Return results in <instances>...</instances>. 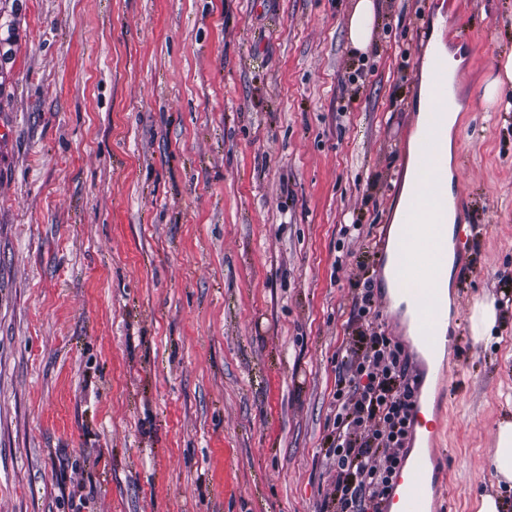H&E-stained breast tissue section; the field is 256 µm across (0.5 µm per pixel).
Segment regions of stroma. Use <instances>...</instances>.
I'll use <instances>...</instances> for the list:
<instances>
[{
  "mask_svg": "<svg viewBox=\"0 0 512 512\" xmlns=\"http://www.w3.org/2000/svg\"><path fill=\"white\" fill-rule=\"evenodd\" d=\"M19 0L0 67V512H329L325 437L389 228L444 17L463 106L450 418L435 512H512L490 467L512 421V111L486 80L512 0ZM359 229H352V222ZM374 311L360 318L359 284ZM494 303L474 342L476 303ZM375 17L374 0H358L349 22L348 39L357 52H366L370 46Z\"/></svg>",
  "mask_w": 512,
  "mask_h": 512,
  "instance_id": "obj_1",
  "label": "stroma"
}]
</instances>
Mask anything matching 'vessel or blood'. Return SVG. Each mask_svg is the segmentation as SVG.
Returning a JSON list of instances; mask_svg holds the SVG:
<instances>
[{
	"label": "vessel or blood",
	"instance_id": "b4317fda",
	"mask_svg": "<svg viewBox=\"0 0 512 512\" xmlns=\"http://www.w3.org/2000/svg\"><path fill=\"white\" fill-rule=\"evenodd\" d=\"M436 79L429 92L427 119L421 127L410 201L396 228L391 255L385 263V283L395 292L402 313L415 330L422 362L439 372V354L448 343V255L464 253V225L448 223V162L440 153V140L448 131L453 80L439 48L427 44ZM412 427L436 436L442 425L427 407H416ZM432 451L418 448L396 479L388 512H430L428 462Z\"/></svg>",
	"mask_w": 512,
	"mask_h": 512
}]
</instances>
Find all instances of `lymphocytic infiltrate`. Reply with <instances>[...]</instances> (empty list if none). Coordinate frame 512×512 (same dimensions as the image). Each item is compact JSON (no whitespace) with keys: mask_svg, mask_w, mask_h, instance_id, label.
Returning a JSON list of instances; mask_svg holds the SVG:
<instances>
[{"mask_svg":"<svg viewBox=\"0 0 512 512\" xmlns=\"http://www.w3.org/2000/svg\"><path fill=\"white\" fill-rule=\"evenodd\" d=\"M417 388L401 345L374 328L359 330L336 382L326 450L336 512H383L405 459Z\"/></svg>","mask_w":512,"mask_h":512,"instance_id":"1","label":"lymphocytic infiltrate"}]
</instances>
